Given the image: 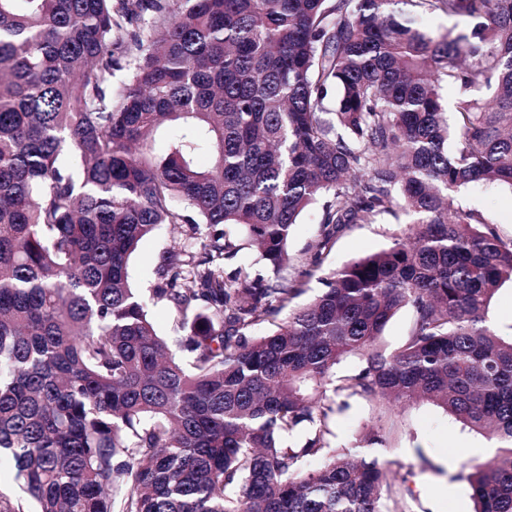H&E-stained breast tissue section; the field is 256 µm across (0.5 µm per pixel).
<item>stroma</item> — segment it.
I'll return each mask as SVG.
<instances>
[{"instance_id": "obj_1", "label": "stroma", "mask_w": 512, "mask_h": 512, "mask_svg": "<svg viewBox=\"0 0 512 512\" xmlns=\"http://www.w3.org/2000/svg\"><path fill=\"white\" fill-rule=\"evenodd\" d=\"M456 204L479 213L495 230L504 244H512V187L500 183L474 182L454 193ZM322 217L321 203L310 205L299 217L289 241L290 260L286 273L302 278L310 262L309 244L318 236ZM413 217L382 215L372 224L349 225L339 236L324 260V269L341 267L356 257L408 240L414 228ZM206 227L190 232L188 226L160 225L139 245L129 262V282L135 288L150 287L158 254L171 245L197 251ZM379 415L375 405L350 400L347 408L333 417L336 447H351ZM393 431L384 459L392 476L414 469L421 491L415 512H472L473 501L466 483L456 481L461 464L490 455L493 443L483 434L465 428L442 409L419 404L396 414Z\"/></svg>"}]
</instances>
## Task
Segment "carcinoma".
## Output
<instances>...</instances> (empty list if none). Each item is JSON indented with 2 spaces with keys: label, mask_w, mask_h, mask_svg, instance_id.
Wrapping results in <instances>:
<instances>
[{
  "label": "carcinoma",
  "mask_w": 512,
  "mask_h": 512,
  "mask_svg": "<svg viewBox=\"0 0 512 512\" xmlns=\"http://www.w3.org/2000/svg\"><path fill=\"white\" fill-rule=\"evenodd\" d=\"M435 11L474 25L435 37L415 20ZM479 181L512 187V0H0V462L20 491L0 512H413L385 423L332 446L330 392L495 440L456 479L473 512H512V341L487 320L512 245L451 196ZM321 196L323 288L295 308L288 242ZM401 209L413 242L322 273L342 227ZM160 224L213 228L154 268L186 362L129 284ZM224 226L269 277L224 279ZM349 356L364 368L337 375ZM412 321V312L409 308L401 310L387 324L381 338V346L387 353H390L403 343L408 334Z\"/></svg>",
  "instance_id": "1"
}]
</instances>
